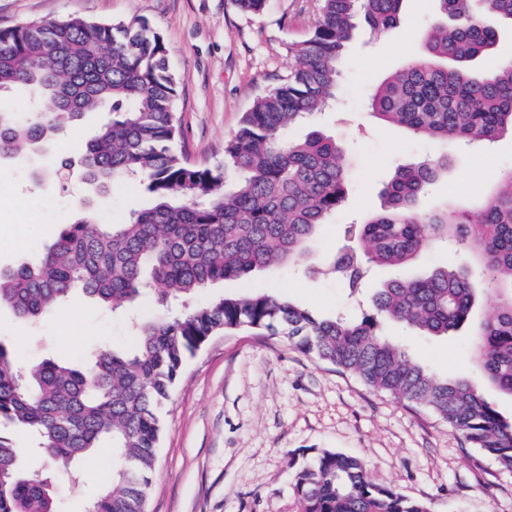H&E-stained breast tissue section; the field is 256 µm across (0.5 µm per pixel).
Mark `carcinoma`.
Instances as JSON below:
<instances>
[{
	"label": "carcinoma",
	"mask_w": 512,
	"mask_h": 512,
	"mask_svg": "<svg viewBox=\"0 0 512 512\" xmlns=\"http://www.w3.org/2000/svg\"><path fill=\"white\" fill-rule=\"evenodd\" d=\"M402 3L313 0L310 33L288 45L298 67L254 99L224 143L222 166L192 165L178 148L179 78L146 22L34 19L0 28V99L23 86L52 105L26 119L0 112V159L44 150L61 116L77 120L107 107L111 118L84 143L78 177L98 192L133 181L151 200L123 224H98L87 209L36 256L0 269V307L30 323L78 292L118 311L150 289L165 309L137 325L133 352L99 351L88 368L43 360L21 372L0 344V422L25 428L32 454L71 469L101 441L112 442L121 464L89 512H146L160 411L184 361L215 333L238 329L285 336L372 389L428 410L512 472V418L483 393L488 384L512 397V169L474 214L454 204L417 209L448 171L446 155L394 170L382 207L349 229L351 240L328 266L352 294L373 267L400 271L375 289L370 314L318 317L269 291L191 303L218 281L308 260L310 243L347 200L348 170L334 138L313 130L290 140L288 130L335 99L354 30L389 32ZM437 3L447 22L433 23L425 57L387 78L371 110L443 145H489L512 129V60L488 70L473 62L495 43L485 13L512 24V0ZM448 243L467 263L404 273ZM487 295L495 303L478 319ZM381 319L424 336L469 332L481 381L437 377L380 332ZM17 460L0 435V512H56L52 483L38 471L20 473ZM293 489L300 512H428L339 451L318 450L296 467Z\"/></svg>",
	"instance_id": "1"
}]
</instances>
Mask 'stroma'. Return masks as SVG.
I'll use <instances>...</instances> for the list:
<instances>
[{
  "label": "stroma",
  "mask_w": 512,
  "mask_h": 512,
  "mask_svg": "<svg viewBox=\"0 0 512 512\" xmlns=\"http://www.w3.org/2000/svg\"><path fill=\"white\" fill-rule=\"evenodd\" d=\"M435 0H405L396 28L377 40L359 33L347 46L338 107L315 114L290 130L300 138L318 129L346 149L349 197L331 216L304 269L282 266L256 275L251 287L285 295L319 316L369 311L367 297H349L323 272L346 242L348 226L379 210L394 168L439 153L448 172L419 202L434 210L443 200L477 209L499 171L512 168V135L503 134L480 154L442 146L388 126L369 114L376 87L404 62L418 57ZM88 18L106 22L146 20L167 48L180 78L176 116L190 163L215 166L254 98L295 67L288 51L313 22L311 0H267L257 16L242 14L234 0H0V27L32 19ZM109 118L89 112L62 120L50 149L34 160H0V268H9L49 244L91 203L101 224H119L145 207L138 185L124 183L95 193L78 178L58 181L63 157L76 156ZM161 309L145 293L134 317L150 321ZM130 316V317H133ZM129 316L83 299L60 304L28 324L0 308V344L19 369L47 358L77 366L100 350L126 352L134 338ZM394 342L441 378L480 377L474 347L464 335L434 337L382 322ZM162 434L151 474L147 512H298L292 489L294 461L314 449L361 458L370 476L430 512H512V473L500 471L464 436L427 410L380 393L353 375L322 363L286 338L252 330L226 331L184 362L161 410ZM58 490L57 512H86L114 467L111 445L79 462L77 475L34 463Z\"/></svg>",
  "instance_id": "obj_1"
}]
</instances>
